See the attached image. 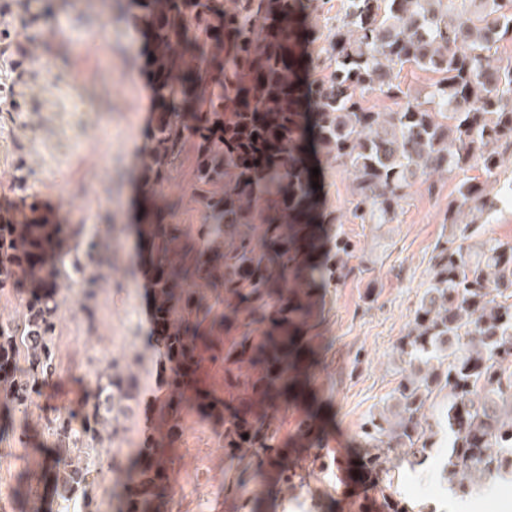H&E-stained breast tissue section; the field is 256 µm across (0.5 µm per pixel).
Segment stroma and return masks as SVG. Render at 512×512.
<instances>
[{
  "label": "stroma",
  "mask_w": 512,
  "mask_h": 512,
  "mask_svg": "<svg viewBox=\"0 0 512 512\" xmlns=\"http://www.w3.org/2000/svg\"><path fill=\"white\" fill-rule=\"evenodd\" d=\"M31 5L42 13L30 29L32 40L48 64L24 79L27 111L0 112V170L13 176L0 182V207L32 197L62 223L82 225L83 241L97 246L86 261L97 289L87 302L79 291L61 290L56 373L27 411L9 412L8 425L0 427V512H81L77 501L64 507L48 496L28 498V487L46 483L49 447L33 427L80 413L97 373L131 360L153 334L144 312L150 278L130 229L142 204L139 150L152 98L144 41L130 37L126 0ZM323 182V205L338 218L324 230L348 235L367 270L336 288H311L314 308L301 341L308 398L280 410V445L295 459V472L282 482L270 451L262 448L228 454L219 429L192 413L177 445L171 512H384L391 491L413 505L458 512L436 458L415 468L400 461L390 475L371 473L361 482L352 477L366 465L360 427L397 385L395 346L431 277L433 248L458 179L441 181L432 194L415 185L398 222L377 229L351 216L348 173L325 170ZM370 286L377 298L367 303L363 293ZM137 370L135 412L120 418L111 445L96 452L103 464L92 492L99 512H116L113 477L125 473L130 454L151 433V404L164 372L157 358Z\"/></svg>",
  "instance_id": "obj_1"
}]
</instances>
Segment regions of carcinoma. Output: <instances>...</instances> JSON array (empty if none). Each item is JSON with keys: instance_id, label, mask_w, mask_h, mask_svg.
<instances>
[{"instance_id": "cac0c4a2", "label": "carcinoma", "mask_w": 512, "mask_h": 512, "mask_svg": "<svg viewBox=\"0 0 512 512\" xmlns=\"http://www.w3.org/2000/svg\"><path fill=\"white\" fill-rule=\"evenodd\" d=\"M144 31L158 118L142 148L150 178L139 234L152 274L154 348L170 364L156 399L153 439L136 451L118 512H155L172 500L173 449L190 406L224 428V445L276 448L279 396L292 387L283 359L311 307L310 282L338 286L363 272L343 234L329 258L307 260L312 200L308 148L352 175L351 214L362 224L398 221L409 190L460 181L433 248L432 274L396 346L402 362L391 403L361 429L377 473L390 458L423 466L443 455L442 476L461 496L512 473V241L483 224L512 202V0H343L336 26L300 36V0H129ZM326 74L307 82L313 141L300 111L295 49ZM432 73L422 98L398 68ZM376 95L393 104L377 110ZM187 172L172 198L164 184ZM190 207L198 224H180ZM261 235L253 233L255 226ZM81 227L21 202L0 223V291L27 297L0 316V407L22 410L56 372L52 332L59 288L85 272ZM358 264H351L352 260ZM24 369L18 370V362ZM137 374L110 365L77 415L42 426L54 442L47 477L56 498H82L95 479L93 451L112 443L137 399ZM248 439H243V435Z\"/></svg>"}]
</instances>
